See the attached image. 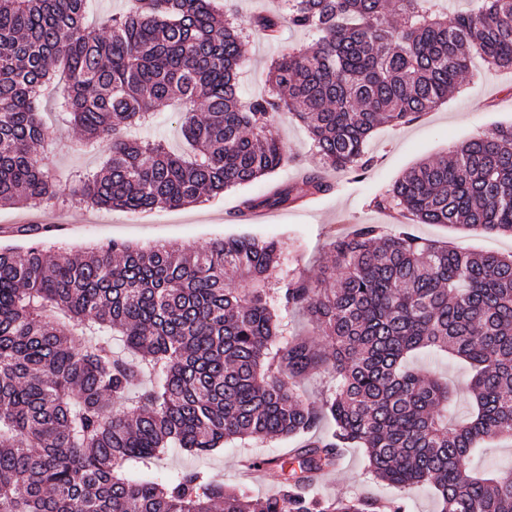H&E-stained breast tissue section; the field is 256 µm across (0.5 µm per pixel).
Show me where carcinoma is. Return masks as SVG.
I'll use <instances>...</instances> for the list:
<instances>
[{"label":"carcinoma","instance_id":"obj_1","mask_svg":"<svg viewBox=\"0 0 512 512\" xmlns=\"http://www.w3.org/2000/svg\"><path fill=\"white\" fill-rule=\"evenodd\" d=\"M283 0L250 26L317 39L275 60L268 92L237 93L246 27L216 0H125L99 24L89 0H0V205L58 197L34 154L57 121L82 146L111 140L102 169L72 180L100 209L181 208L246 186L288 161L269 130L278 112L306 127L322 164L358 172L382 124L448 100L474 57L512 69V0ZM181 106L190 153L123 130ZM332 190L316 171L241 201L283 207ZM415 224L512 237V125L419 163L374 199ZM273 240L231 237L192 252L125 243L82 258L38 241L0 248V512H376L370 497L326 498L317 477L345 448L373 479L434 490L438 512H512V468L480 472L488 439L512 438V254L473 252L359 224L330 244L329 277H279ZM306 311L319 343L281 341L276 309ZM447 355L472 373L471 411L448 420V385L411 366ZM321 368L334 391L316 407L287 380ZM121 408L115 410L112 403ZM335 422L254 497L199 469L151 471L170 448L212 454Z\"/></svg>","mask_w":512,"mask_h":512}]
</instances>
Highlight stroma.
Listing matches in <instances>:
<instances>
[{"label": "stroma", "instance_id": "35a3bbf8", "mask_svg": "<svg viewBox=\"0 0 512 512\" xmlns=\"http://www.w3.org/2000/svg\"><path fill=\"white\" fill-rule=\"evenodd\" d=\"M311 34L282 25L276 36L250 33L243 52L248 60L238 87L242 94L258 96L268 87V71L273 58L294 46L310 44ZM44 119L55 131L43 147L39 159L59 179L61 192H68V177L76 171H95L108 158V144H100L92 152L81 145L79 133L60 130L56 118L45 113ZM512 124V71L491 70L476 64L464 78L457 93L432 111L398 126H381L374 131L367 147V157L374 163L357 173L330 170L326 177L334 188L318 197L270 210L260 223L234 219L243 197L259 196L269 188L297 181L303 174L321 168L318 156L303 125L288 112L275 114L270 130L283 143L288 162L274 173L244 186L231 188L208 200L179 209L157 208L142 213L105 210L87 206H56L55 211L67 222L64 230L52 231L50 242L73 252L121 242L141 248L173 245L195 250L208 243L232 236H255L277 241L280 247L279 274L288 278L300 275L315 281L321 279L330 261L332 237L351 231L357 224H388L392 217L374 208L372 198L394 184L419 163L445 155L475 135L491 132L495 127ZM133 136L164 141L180 152L184 143L177 115L171 108L161 107L152 120L132 131ZM415 234L473 251L512 253V238L505 235L467 233L442 224H416ZM418 370L441 376L456 391L453 417H465L469 411V373L461 365L445 359H418ZM301 439H246L225 445L224 449L204 458H195L171 449L154 462V472L162 474L176 469L199 467L221 478L225 485L240 484L238 463L245 457L274 458L300 447ZM363 449H345L337 467L320 486L322 494L344 498L364 494L378 502L396 499L395 489L383 483L368 484Z\"/></svg>", "mask_w": 512, "mask_h": 512}]
</instances>
